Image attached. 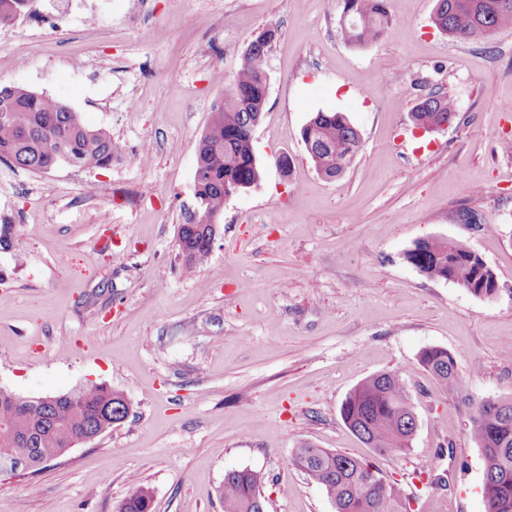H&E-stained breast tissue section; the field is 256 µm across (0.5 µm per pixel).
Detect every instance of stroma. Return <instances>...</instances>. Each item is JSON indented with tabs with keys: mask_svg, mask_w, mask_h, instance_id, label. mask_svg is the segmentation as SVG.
<instances>
[{
	"mask_svg": "<svg viewBox=\"0 0 512 512\" xmlns=\"http://www.w3.org/2000/svg\"><path fill=\"white\" fill-rule=\"evenodd\" d=\"M53 4L32 0L0 26V83L67 104L120 158L46 173L0 161V221L13 226L0 387L30 398L103 383L131 412L37 473L1 474L0 512H118L140 486L153 512H224V473L246 467L265 477L266 512H335L292 463L304 443L372 462L413 512H484L470 410L418 355L447 349L474 399L512 397V29L451 38L432 23L436 0H387L384 37L356 48L339 34L342 0H74L58 39L40 22ZM270 26L261 180L225 201L208 259L182 271L196 146L224 94L215 76H232ZM432 90L457 117L418 137L410 112ZM320 110L344 113L362 139L331 181L301 139ZM434 239L478 254L497 294L406 261ZM391 370L417 421L401 457L376 454L340 416L354 386ZM447 445L441 482L421 476Z\"/></svg>",
	"mask_w": 512,
	"mask_h": 512,
	"instance_id": "1",
	"label": "stroma"
}]
</instances>
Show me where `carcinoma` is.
<instances>
[{"instance_id":"cac0c4a2","label":"carcinoma","mask_w":512,"mask_h":512,"mask_svg":"<svg viewBox=\"0 0 512 512\" xmlns=\"http://www.w3.org/2000/svg\"><path fill=\"white\" fill-rule=\"evenodd\" d=\"M29 0H0V24L21 15ZM391 23L386 0H342L341 33L363 47L380 40ZM433 24L453 37L490 38L512 27V0H437ZM269 45L242 53L241 64L212 106L211 120L198 141L194 187L202 208L215 219L224 201L258 184L261 168L252 138L264 115L269 89ZM416 126L436 128L456 119L447 95L430 92L411 110ZM301 139L319 175L341 176L361 148L359 130L341 112H318L301 131ZM118 151L112 137L84 124L78 112L60 101L18 86L0 85V161L34 173L66 164L86 169L112 165ZM213 229L191 218L180 225L177 247L183 269L203 264L212 249ZM406 259L431 279L452 282L469 293L491 298L496 278L475 252L453 240H419ZM419 364L450 394L462 392L461 375L447 350H422ZM463 402L470 407L473 439L484 462L482 497L485 512H512V398ZM127 397L104 384H90L55 396L53 403L22 404L19 396L0 389V472L17 473L13 462L29 449L27 470L65 454L87 434L112 429L113 415L126 408ZM340 415L368 447L383 456L410 449L416 430L407 386L396 371L374 374L357 384L344 400ZM294 465L324 489L336 512H410L409 499L397 483L370 464L329 448L302 444ZM263 476L252 469L225 472L220 496L224 512H265ZM152 497L138 487L119 512H148Z\"/></svg>"}]
</instances>
